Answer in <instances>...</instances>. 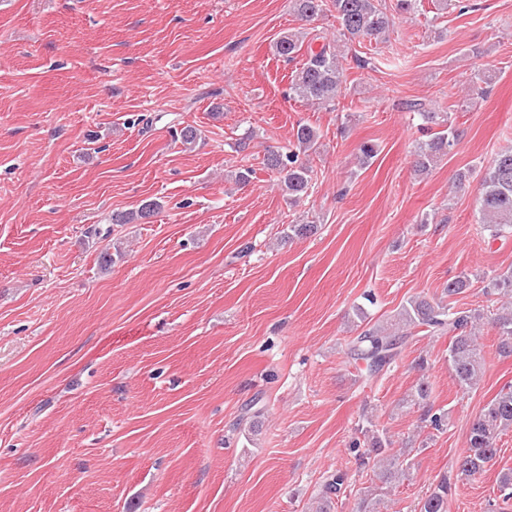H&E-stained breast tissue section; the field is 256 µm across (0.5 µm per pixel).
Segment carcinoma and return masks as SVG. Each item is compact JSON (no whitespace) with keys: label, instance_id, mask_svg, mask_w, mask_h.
Here are the masks:
<instances>
[{"label":"carcinoma","instance_id":"obj_1","mask_svg":"<svg viewBox=\"0 0 512 512\" xmlns=\"http://www.w3.org/2000/svg\"><path fill=\"white\" fill-rule=\"evenodd\" d=\"M291 4L304 22L315 20L330 8L336 13L339 37L317 47L308 45L291 85L294 97L325 109L334 107L343 87L344 54L341 44L361 39L385 41L392 28L391 19L381 0H291ZM303 39L304 33L289 32L276 42V53L288 61L295 60ZM489 82L483 71L474 69L467 82L466 100L472 105L477 103L486 93ZM319 139L314 127L300 124L293 133L292 149L285 152L271 150L265 156L264 165L278 175V187L291 202L308 194L312 187L310 157L317 152ZM455 140L456 132L447 125L419 143L414 151V172L419 176L429 174L437 162L448 155ZM157 209L158 204L150 201L135 212L112 214V223L148 220ZM478 219L494 238H506L512 234L511 148L498 152L481 178ZM469 286V277L461 274L448 282L443 294L451 298L465 292ZM484 292L509 298V302L496 309L492 323L497 328L500 354L512 356V268L489 276ZM483 319V313L477 309L456 310L449 303L417 296L402 306L394 321L374 324L363 330L354 340L350 353L353 359L365 364L366 376L373 377L396 363L413 330L425 327L432 334L448 335L449 369L459 386L468 390L479 383L483 374V349L476 336L477 326ZM430 399V383L423 374L406 401L423 409L420 422L440 431L447 426L448 413L432 411ZM509 429H512L511 385L502 388L471 422L465 448L455 461V476H442L433 491L418 501L414 512H448V496L454 486L452 479L468 480L486 472L497 455V440ZM367 439V449L355 448L359 469L372 471L385 485L400 481L406 469L398 462V455L391 452L390 439L378 433L367 436ZM348 482V474L342 469L329 475L322 485L316 512H330L335 497ZM384 508V496L373 489L358 498L355 512H383Z\"/></svg>","mask_w":512,"mask_h":512}]
</instances>
